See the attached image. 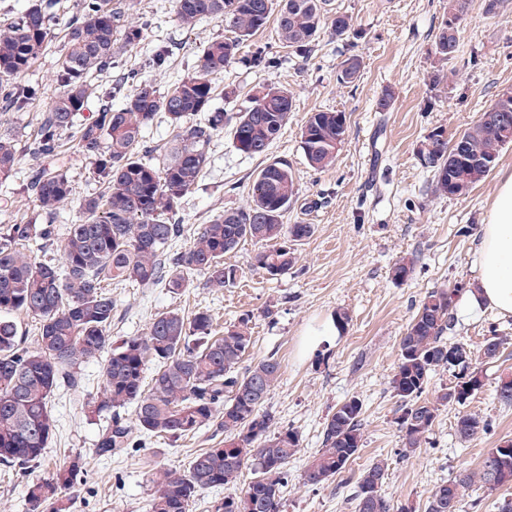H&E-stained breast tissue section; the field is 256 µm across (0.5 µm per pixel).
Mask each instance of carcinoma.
<instances>
[{
  "label": "carcinoma",
  "mask_w": 512,
  "mask_h": 512,
  "mask_svg": "<svg viewBox=\"0 0 512 512\" xmlns=\"http://www.w3.org/2000/svg\"><path fill=\"white\" fill-rule=\"evenodd\" d=\"M469 0H448V19L439 28L434 55L440 62L456 58L458 23ZM179 25L192 29L204 19L224 23L231 38L204 45L193 70L161 93L156 83L127 72L107 92L90 82L108 71L116 54L139 44L145 23L128 21L112 0H82L66 35L56 71L59 86L51 101L37 104L36 92L17 84L45 53L50 28L45 9L33 4L15 20L0 25V93L16 111L38 108L37 128L27 143L30 168L27 190L37 202V215L25 224H0V463L21 470L40 463L56 435L52 399L67 385L82 386L81 367L99 366V392L88 403L93 417L110 415L102 427L96 452L120 457L141 448L152 437L177 441L202 428L224 432L215 448L196 454L182 470H167L149 500V512H190L201 490L234 483L243 470L251 480L240 492L217 503L215 512H280L281 488L288 463L300 449L299 433L277 426L264 407L281 376L274 357L263 358L244 372L240 364L253 345L248 314L213 330L209 310L186 315L177 309L159 312L141 336L112 341L117 301L104 283L131 282L144 287L162 284L176 294L200 274L206 284L222 288L237 280L238 270L224 264V255L247 240L262 246L258 268L271 276L285 274L295 263L290 242H301L314 231L311 224H286L284 218L297 194L288 162L273 160L257 174L250 203L219 213L194 230L185 251L169 254L184 233L178 213L183 198L195 188L209 162L213 138L229 130L234 148L248 156H265L293 112L287 89L257 88L249 105L234 115L212 107L213 78L238 60L241 45L266 28L274 0H174ZM339 40L349 38L348 15L332 8V0H282L277 39L282 47L305 57L322 26ZM251 61L274 68L279 56L259 46ZM361 62L350 55L341 63L338 81L351 84ZM131 85L121 106L107 99ZM100 106L78 122L93 100ZM164 113L172 137L148 146L146 129ZM347 132L346 116L319 110L307 115L300 148L309 166L322 171L336 160ZM76 134V151L92 165L99 193L81 204L79 222L59 237L54 220L69 203L73 186L68 171L56 163L67 135ZM512 145V89L498 95L490 112L453 139L445 132L428 134L417 154L431 158L433 192L448 198L467 193L495 167L503 148ZM154 160L145 159V155ZM17 140L0 132V178L19 164ZM34 244L55 248L60 262L35 261L23 252ZM414 262L398 260L391 279L404 281ZM462 288H434L420 300L401 336L398 361L391 379L400 402L401 454L407 457L426 443L440 408L463 405L465 379H482L480 364L496 360L504 339L494 336L478 352L450 341L455 302ZM15 315L40 324L34 347L26 344ZM156 369L146 379L148 363ZM453 372L454 380L425 397L430 375ZM499 401L512 404V376L499 377ZM488 429L481 416H457L455 432L470 441ZM362 403L352 396L328 415L321 448L304 472L305 483L325 484L346 468L362 447ZM388 464L372 462L358 478L351 503L354 512H393L382 486ZM86 471L82 455L68 456L52 477L28 487L30 512H65L68 495ZM479 481L491 489L512 484V448L488 451L479 472L444 482L432 493L426 512H460L452 501Z\"/></svg>",
  "instance_id": "carcinoma-1"
}]
</instances>
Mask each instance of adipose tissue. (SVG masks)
I'll return each instance as SVG.
<instances>
[{"label":"adipose tissue","mask_w":512,"mask_h":512,"mask_svg":"<svg viewBox=\"0 0 512 512\" xmlns=\"http://www.w3.org/2000/svg\"><path fill=\"white\" fill-rule=\"evenodd\" d=\"M474 286L459 304L461 314L474 316L492 308L512 315V176L502 179L481 224Z\"/></svg>","instance_id":"adipose-tissue-1"}]
</instances>
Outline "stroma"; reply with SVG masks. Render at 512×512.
Listing matches in <instances>:
<instances>
[{"label": "stroma", "instance_id": "35a3bbf8", "mask_svg": "<svg viewBox=\"0 0 512 512\" xmlns=\"http://www.w3.org/2000/svg\"><path fill=\"white\" fill-rule=\"evenodd\" d=\"M81 0H42L52 38L44 55L21 77L42 100L57 93L55 71L65 36ZM485 0H470L458 25L459 55L445 64L435 62V36L448 13L446 0H334L352 20L355 38L338 40L323 27L310 58L279 48L276 25L243 43L239 59L215 79L216 87L233 84L235 101L217 98L215 104L233 113L246 105L251 91L263 84L288 88L294 97L292 116L268 154L248 157L235 150L229 134L215 136L210 162L197 186L184 198L179 216L186 233L174 244L185 250L190 232L214 215L242 208L250 200L256 174L268 160L290 164L298 193L285 221L310 224L312 236L296 245V263L280 276L257 269L259 250L245 242L224 257L240 276L230 286H206L194 275L179 294L164 285L110 286L118 303L112 321L113 339L142 335L154 314L178 308H200L215 316L214 328L252 318L254 344L242 361L250 367L267 356L281 363V377L265 406L279 424L297 430L300 451L288 465L282 488V512H352L349 497L360 473L377 459L389 463L384 490L397 507L426 512L434 489L465 472L477 471L490 448L512 439V406L498 402L500 376L512 374V316L487 309L458 318L454 341L478 350L485 337L504 336L501 357L485 364L483 388L465 404L443 408L427 443L409 457L401 456L402 437L396 424L399 405L390 381L397 364L400 338L419 301L434 288L471 283L475 240L498 187L499 177L512 172V145L505 147L489 175L468 194L448 198L432 193V175L416 157L424 136L434 127L455 135L473 126L480 115L512 88V0H501L496 14H486ZM133 19L146 22L142 41L122 51L116 71L99 76L107 87L116 72L143 68L159 46L168 47L166 69L151 72L159 89L195 66L201 46L228 37L223 22L206 19L194 29L176 20L173 0H112ZM278 48L279 68L252 66L256 46ZM357 55L361 76L344 85L337 80L343 58ZM448 79L433 85L436 69ZM393 98L387 108L379 102ZM333 110L345 113L344 144L329 169L312 170L300 148V129L308 113ZM74 188V202L55 219L59 233H67L78 219V204L94 195L98 185L90 166L75 152L73 139L62 148ZM32 166L22 156L15 172L0 179V224H22L37 210L25 183ZM414 260V270L402 282L391 280L389 269L399 259ZM273 317H266V306ZM344 312V332L334 341L308 347L310 334L324 321ZM84 383L54 398L58 436L45 460L19 476L0 466V512H28L29 484L51 477L66 455L82 454L86 472L70 496L69 512H148L147 503L158 488L163 471L182 469L201 449L223 440L208 427L178 441L150 439L145 448L122 457L97 455L98 426L86 405L99 384L98 365L82 369ZM363 403V446L358 458L328 484L311 486L304 471L321 446L327 415L349 397ZM476 413L489 423L487 433L469 442L455 435L458 415Z\"/></svg>", "mask_w": 512, "mask_h": 512}]
</instances>
